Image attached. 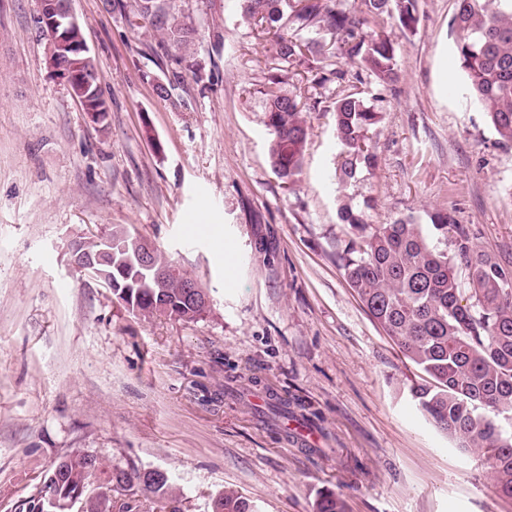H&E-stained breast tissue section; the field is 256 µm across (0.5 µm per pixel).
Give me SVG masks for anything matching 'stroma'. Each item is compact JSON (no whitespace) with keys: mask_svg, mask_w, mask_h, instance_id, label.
Returning <instances> with one entry per match:
<instances>
[{"mask_svg":"<svg viewBox=\"0 0 512 512\" xmlns=\"http://www.w3.org/2000/svg\"><path fill=\"white\" fill-rule=\"evenodd\" d=\"M194 30L167 50L135 0H72L108 105L92 122L47 64L38 0H0V512H17L64 456L157 468L172 498L113 492L139 512H207L225 490L257 512H512L485 457L456 448L408 385L420 370L375 324L336 254L342 193L372 224L454 210L475 246L512 266V144L464 91L454 0H418L414 31L385 25L397 80L335 54L280 60L236 0H172ZM342 68L343 83L323 81ZM298 94L308 134L286 185L269 162L270 79ZM165 84L168 96L156 87ZM355 93L385 119L373 175L340 188L331 106ZM211 228L198 242L188 222ZM120 226L209 297L194 321L126 310L69 263L73 240ZM313 434L300 443L295 426Z\"/></svg>","mask_w":512,"mask_h":512,"instance_id":"obj_1","label":"stroma"}]
</instances>
